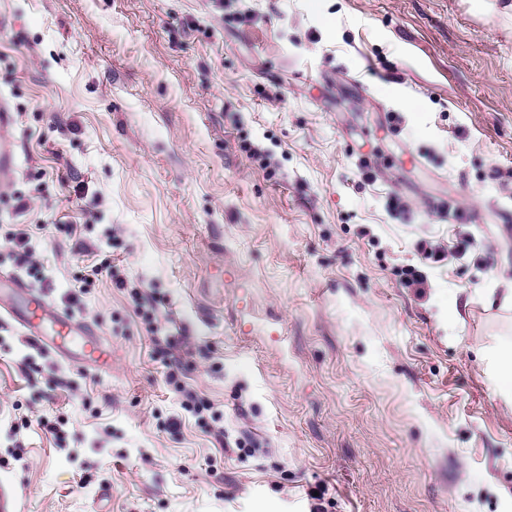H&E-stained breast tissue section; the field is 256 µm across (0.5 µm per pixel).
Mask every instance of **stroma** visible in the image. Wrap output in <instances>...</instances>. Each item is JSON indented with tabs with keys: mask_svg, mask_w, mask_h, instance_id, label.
Returning <instances> with one entry per match:
<instances>
[{
	"mask_svg": "<svg viewBox=\"0 0 512 512\" xmlns=\"http://www.w3.org/2000/svg\"><path fill=\"white\" fill-rule=\"evenodd\" d=\"M496 2L0 0V273L112 354L81 368L0 317L18 512H512ZM14 153V140L11 137L0 136V189L2 194L5 186L13 177ZM490 361L499 392L512 398V343L495 347Z\"/></svg>",
	"mask_w": 512,
	"mask_h": 512,
	"instance_id": "obj_1",
	"label": "stroma"
}]
</instances>
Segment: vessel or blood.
<instances>
[{"label":"vessel or blood","instance_id":"1","mask_svg":"<svg viewBox=\"0 0 512 512\" xmlns=\"http://www.w3.org/2000/svg\"><path fill=\"white\" fill-rule=\"evenodd\" d=\"M14 141L0 136V189L13 177ZM12 316L38 346L49 347L96 366L104 353L94 330L76 323L64 309L51 306L43 294L34 292L20 278H12L6 296H0V312Z\"/></svg>","mask_w":512,"mask_h":512}]
</instances>
